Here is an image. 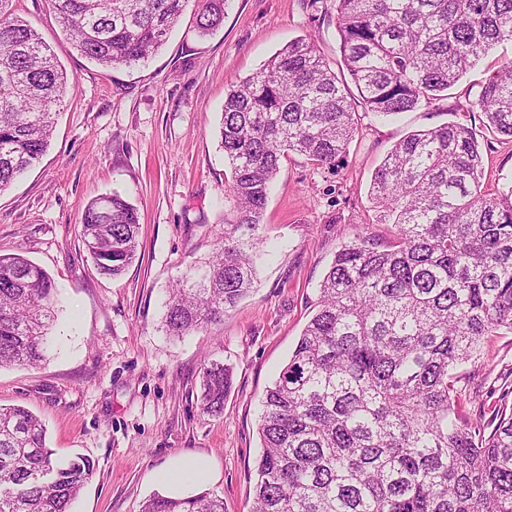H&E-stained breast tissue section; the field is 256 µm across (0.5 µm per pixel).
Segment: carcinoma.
Returning a JSON list of instances; mask_svg holds the SVG:
<instances>
[{"label": "carcinoma", "mask_w": 512, "mask_h": 512, "mask_svg": "<svg viewBox=\"0 0 512 512\" xmlns=\"http://www.w3.org/2000/svg\"><path fill=\"white\" fill-rule=\"evenodd\" d=\"M13 2L0 0V191L46 153L73 90ZM188 2L51 0L74 48L106 68L147 61ZM196 2L205 35L227 0ZM334 2L350 82L302 38L225 96L219 138L237 216L172 289L171 336L221 322L251 288L255 231L285 154L334 171L356 114L436 101L512 42V0ZM476 106L512 139L511 62L486 77ZM483 177L476 134L457 123L413 132L379 165L371 196L395 236L355 237L325 274L318 310L262 401L253 512H512V401L503 395L490 431L458 412L455 370L485 337L512 330V187L488 193ZM81 226L99 274L115 278L135 259L138 217L122 196L89 202ZM57 304L46 271L0 254V367L46 360ZM230 381L224 364L205 365L203 413L224 411ZM94 468L84 456L59 462L40 419L0 406V512H68ZM142 512H224V498L155 497Z\"/></svg>", "instance_id": "obj_1"}]
</instances>
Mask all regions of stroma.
<instances>
[{
  "instance_id": "stroma-1",
  "label": "stroma",
  "mask_w": 512,
  "mask_h": 512,
  "mask_svg": "<svg viewBox=\"0 0 512 512\" xmlns=\"http://www.w3.org/2000/svg\"><path fill=\"white\" fill-rule=\"evenodd\" d=\"M16 8L74 89L46 154L0 191V254L33 261L59 291L46 361L1 367L0 405L36 415L59 460L94 461L70 512H141L156 493L153 470L182 455L208 460L205 488L223 496L225 512H250L261 403L316 312L323 276L354 236H392L369 196L375 168L410 133L454 122L477 134L485 190L512 184V142L483 126L475 108L489 71L512 61V43L498 44L444 99L388 118L359 114L336 171L295 153L283 158L258 229L266 256L252 289L222 323L175 338L163 327L169 290L213 255L235 219L218 136L225 93L301 38L341 70L334 4L229 0L223 25L203 35L189 0L146 64L108 69L74 49L49 0H16ZM112 193L137 209L140 234L133 264L106 279L82 243L81 217ZM211 361L233 371L216 416L198 404ZM457 372L471 410L491 412L512 390V331L485 338Z\"/></svg>"
}]
</instances>
